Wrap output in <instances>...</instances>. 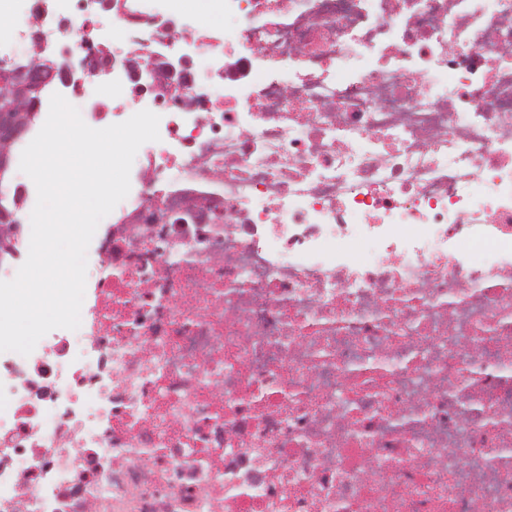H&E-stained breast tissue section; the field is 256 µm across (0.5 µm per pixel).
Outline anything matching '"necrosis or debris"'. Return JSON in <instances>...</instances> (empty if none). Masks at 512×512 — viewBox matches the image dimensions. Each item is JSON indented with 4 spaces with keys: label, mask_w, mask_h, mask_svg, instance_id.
<instances>
[{
    "label": "necrosis or debris",
    "mask_w": 512,
    "mask_h": 512,
    "mask_svg": "<svg viewBox=\"0 0 512 512\" xmlns=\"http://www.w3.org/2000/svg\"><path fill=\"white\" fill-rule=\"evenodd\" d=\"M151 2L0 0L163 145L0 358V512H512V0Z\"/></svg>",
    "instance_id": "4bbe7bcc"
}]
</instances>
